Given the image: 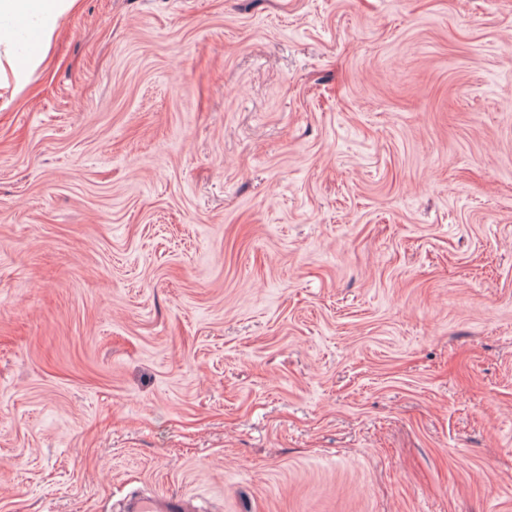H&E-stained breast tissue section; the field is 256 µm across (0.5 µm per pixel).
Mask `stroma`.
<instances>
[{
  "label": "stroma",
  "instance_id": "1",
  "mask_svg": "<svg viewBox=\"0 0 512 512\" xmlns=\"http://www.w3.org/2000/svg\"><path fill=\"white\" fill-rule=\"evenodd\" d=\"M0 106V512H512V0H82ZM192 499L185 495L162 494L133 496L126 504V512H190L197 511Z\"/></svg>",
  "mask_w": 512,
  "mask_h": 512
}]
</instances>
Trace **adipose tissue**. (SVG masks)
I'll return each instance as SVG.
<instances>
[{"mask_svg":"<svg viewBox=\"0 0 512 512\" xmlns=\"http://www.w3.org/2000/svg\"><path fill=\"white\" fill-rule=\"evenodd\" d=\"M79 0H0V91L10 87L30 67L39 65L62 19L77 9ZM37 22L41 52L23 57L10 51L17 27Z\"/></svg>","mask_w":512,"mask_h":512,"instance_id":"obj_1","label":"adipose tissue"}]
</instances>
